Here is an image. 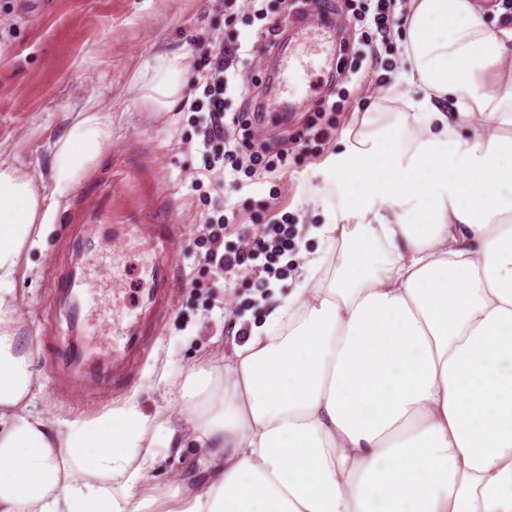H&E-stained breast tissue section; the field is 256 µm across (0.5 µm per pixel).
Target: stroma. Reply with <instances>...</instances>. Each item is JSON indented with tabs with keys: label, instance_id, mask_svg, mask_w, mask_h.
<instances>
[{
	"label": "stroma",
	"instance_id": "stroma-1",
	"mask_svg": "<svg viewBox=\"0 0 512 512\" xmlns=\"http://www.w3.org/2000/svg\"><path fill=\"white\" fill-rule=\"evenodd\" d=\"M349 3L336 0V26L327 42L310 34L296 43L330 74L346 73L365 50ZM261 26L250 0H237L230 9L224 0H0V156L20 174L47 173L50 147L70 116L126 98L112 113L111 148L69 189L65 210L29 253L31 269L12 285L20 334L33 350L32 371L47 392L37 409L50 421L88 420L131 397L145 415H154L176 398L193 367L231 351L236 328L261 321L258 281L222 277L205 260L199 246L208 236L204 216H234L253 234L264 204L272 201L294 218L309 256L332 251L330 241L305 237L310 225L325 221L309 198L319 191L336 201L330 158L370 106L402 111L401 103L385 100L383 89L350 84L343 112L318 111L320 96L313 92L300 108L265 119L256 141H293L315 124L328 136L307 151H290L281 180L245 176L235 191L224 193L193 185L204 165L195 148L199 113L185 106L154 112L125 93L134 70L152 71L160 51L187 54L195 66L213 35L227 38ZM278 62L272 52L231 68L228 112L242 111L244 85L259 84L264 98H273ZM136 224L176 227L166 250L173 283L169 304L153 305L147 298V269L155 254L147 236L133 232ZM72 275L88 279L92 289L80 295L89 318L71 335L63 320L69 301L57 285ZM133 312L140 317V350L117 362L116 381L92 387L67 375L59 364L61 348L74 340L107 341L122 332ZM156 468L155 483L195 489L210 458L201 448H164Z\"/></svg>",
	"mask_w": 512,
	"mask_h": 512
}]
</instances>
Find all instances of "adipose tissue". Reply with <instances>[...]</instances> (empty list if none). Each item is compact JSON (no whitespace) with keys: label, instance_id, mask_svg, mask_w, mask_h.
<instances>
[{"label":"adipose tissue","instance_id":"1","mask_svg":"<svg viewBox=\"0 0 512 512\" xmlns=\"http://www.w3.org/2000/svg\"><path fill=\"white\" fill-rule=\"evenodd\" d=\"M407 28L386 91L405 109L344 132L340 202L308 230L335 254L174 411L47 420L9 291L111 146V110L70 118L47 178L0 160V512H512V18L411 0ZM188 68L160 53L128 91L172 111ZM188 444L204 485L159 493L158 449Z\"/></svg>","mask_w":512,"mask_h":512}]
</instances>
